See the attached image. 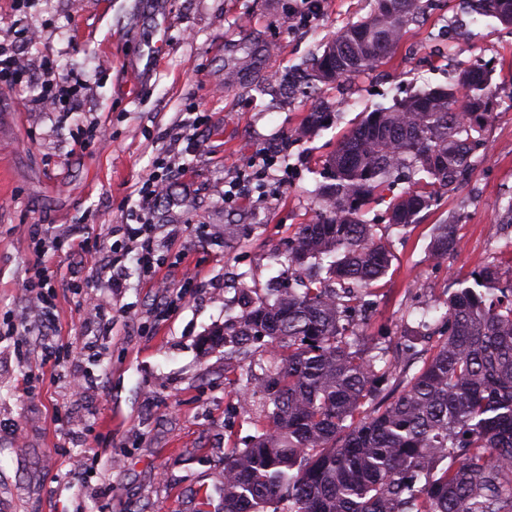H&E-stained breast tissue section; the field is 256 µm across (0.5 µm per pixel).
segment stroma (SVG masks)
<instances>
[{
	"label": "stroma",
	"mask_w": 512,
	"mask_h": 512,
	"mask_svg": "<svg viewBox=\"0 0 512 512\" xmlns=\"http://www.w3.org/2000/svg\"><path fill=\"white\" fill-rule=\"evenodd\" d=\"M424 2L391 59L308 98L289 91L290 77L373 0H322L309 22L289 15V0H0V42L15 45L30 74L0 88V318L18 326L0 338V512H222L224 454L257 432L238 405V373L267 354L230 358L203 340L240 310L246 289L265 294L280 276L278 254L313 218L340 137L376 104L448 85L475 60L512 89V27L468 0ZM45 55L86 81L71 111L38 102ZM229 71L239 82L228 89ZM317 108L319 126L296 137ZM192 115L194 141L175 142ZM97 125L107 137L79 143ZM262 150L278 158L266 190L245 185L225 202V184L250 177ZM160 176L167 190L150 221L165 263L158 278L142 276L128 244L124 286L112 290L100 271L112 263L113 230L135 223L136 188ZM439 196L392 240L391 270L359 328L371 342L416 334L450 275H468L512 238V109L500 107L488 128L485 160ZM451 218L462 249L439 262L432 227ZM35 230L63 240L62 251L37 260ZM41 264L56 282L49 324L18 288ZM90 292L111 300L108 334L86 315ZM48 336L60 360L45 366ZM86 341L97 345L86 362L96 381L76 396L70 351Z\"/></svg>",
	"instance_id": "obj_1"
}]
</instances>
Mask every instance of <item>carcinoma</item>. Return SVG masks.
<instances>
[{"label":"carcinoma","mask_w":512,"mask_h":512,"mask_svg":"<svg viewBox=\"0 0 512 512\" xmlns=\"http://www.w3.org/2000/svg\"><path fill=\"white\" fill-rule=\"evenodd\" d=\"M469 2L512 26V0ZM423 12L424 0H375L313 58L300 92L383 63ZM501 93L474 62L448 86L375 107L339 142L318 212L288 246L301 287L244 303L215 335L227 354L269 346L240 372L259 430L224 455V512H512V280L498 260L450 277L444 331L413 375L355 330L392 260L364 207L409 180L389 223L419 224L473 168ZM460 247L454 221L434 226V259Z\"/></svg>","instance_id":"carcinoma-1"}]
</instances>
